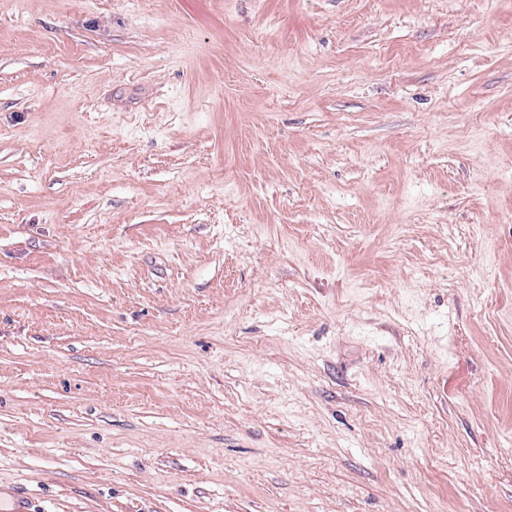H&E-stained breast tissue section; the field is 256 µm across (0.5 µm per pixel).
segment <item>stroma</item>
Returning <instances> with one entry per match:
<instances>
[{
  "mask_svg": "<svg viewBox=\"0 0 512 512\" xmlns=\"http://www.w3.org/2000/svg\"><path fill=\"white\" fill-rule=\"evenodd\" d=\"M0 486L512 512V0H0Z\"/></svg>",
  "mask_w": 512,
  "mask_h": 512,
  "instance_id": "obj_1",
  "label": "stroma"
}]
</instances>
